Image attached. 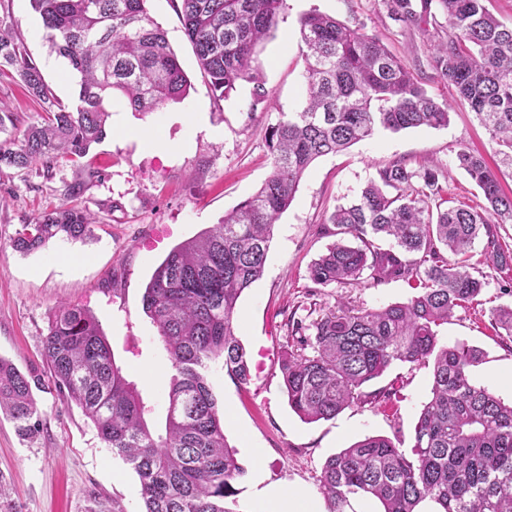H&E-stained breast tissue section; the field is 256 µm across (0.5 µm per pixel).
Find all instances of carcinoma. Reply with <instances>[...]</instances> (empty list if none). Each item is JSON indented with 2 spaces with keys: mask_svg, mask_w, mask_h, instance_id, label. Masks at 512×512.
<instances>
[{
  "mask_svg": "<svg viewBox=\"0 0 512 512\" xmlns=\"http://www.w3.org/2000/svg\"><path fill=\"white\" fill-rule=\"evenodd\" d=\"M145 2L31 0L50 49L80 75L72 107L52 94L23 40L0 19V77L19 79L43 112L41 121L21 130L0 101V132L9 135L8 145L0 144V162L24 170L85 157L105 135V101L114 92L139 113L186 98L188 79ZM178 2L215 100L229 99L242 82L252 84L255 100L267 98L258 48L277 28L286 0ZM433 3L446 18L433 45V66L454 88V101L474 113L502 161L512 165V25L492 15L485 0H421L419 12L412 0H382L390 15L410 23L423 20ZM299 35L306 102L266 129L270 175L220 223L174 247L146 285L143 308L171 365L165 432L149 429L150 409L87 310L60 306L49 321L42 350L51 382L136 473L142 512H234L230 503L243 470L225 441L210 375L220 362L237 385L250 380L235 333L237 302L262 277L274 226L309 166L380 128L448 125V107L377 36L316 10L300 17ZM456 164L481 189L484 210L442 207L437 171L393 162L379 168V181L369 182L355 202L329 217L360 245L338 241L310 267V279L323 288L404 280L413 293L379 309L329 308L306 328L292 323L294 337L280 369L294 412L309 422L331 420L365 401L364 386L395 362L430 366L433 375L410 452L376 435L325 461L319 482L326 512H356L353 503L364 497L377 500L381 512H421L426 502L433 512H512V403L470 381L481 351L439 341L454 309L485 286L460 257L488 225L512 224V195L481 155L461 149ZM94 223L86 209L57 208L21 225L12 246L29 254L54 240L82 239ZM384 238L394 247L375 244ZM491 321L512 339V307L491 310ZM308 329L312 334L302 335ZM34 386H42L39 378L0 356V412L24 440L40 431Z\"/></svg>",
  "mask_w": 512,
  "mask_h": 512,
  "instance_id": "carcinoma-1",
  "label": "carcinoma"
}]
</instances>
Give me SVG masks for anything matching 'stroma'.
Here are the masks:
<instances>
[{
  "instance_id": "1",
  "label": "stroma",
  "mask_w": 512,
  "mask_h": 512,
  "mask_svg": "<svg viewBox=\"0 0 512 512\" xmlns=\"http://www.w3.org/2000/svg\"><path fill=\"white\" fill-rule=\"evenodd\" d=\"M146 8L166 31L190 81L187 97L143 114L113 96L107 103V136L86 158L27 170L0 164V356L23 373L46 375L42 342L49 319L59 305L80 306L100 324L116 364L148 406L147 423L154 431L165 424L163 387L170 364L143 310L144 288L173 247L218 223L269 176L265 131L305 103L300 17L316 10L363 25L415 70L437 102L451 106L446 127L382 130L307 169L276 223L263 276L237 303L236 335L250 357L251 380L237 387L218 368L211 377L227 443L245 471L237 483L236 512H275L276 503L263 496L267 490L304 491L313 512H322L319 478L325 460L368 435L389 437L410 450L432 387L430 368L397 363L366 387L370 393L396 387L389 398L357 403L332 420L311 423L290 408L278 360L294 321L310 324L322 310L342 304L378 309L412 293L401 280L378 286L313 284L311 263L337 239L327 222L330 213L355 201L388 163L440 170L442 195L452 207L484 203L481 190L456 165L458 150L482 154L508 193L512 167L499 161L487 131L467 107L454 103L451 86L433 66L442 15L411 24L389 15L381 0H287L259 51L269 98L254 101L244 83L229 100L218 102L173 0H147ZM0 18L20 34L56 98L74 103L79 76L51 52L29 0H0ZM63 204L95 213L89 237L53 241L27 255L13 249L21 224ZM492 230V236L477 239L470 260L473 275L484 276L486 286L475 301L455 309L442 340L481 349L485 360L471 370V382L511 402L512 388L495 377L512 371V341L499 335L490 310L512 305V265L494 267L488 255L495 245L512 253V224ZM33 395L42 422L36 438L20 439L0 414V474L16 492L21 512H85L94 496L118 501L123 512H142L137 475L105 447L82 410L53 390Z\"/></svg>"
}]
</instances>
